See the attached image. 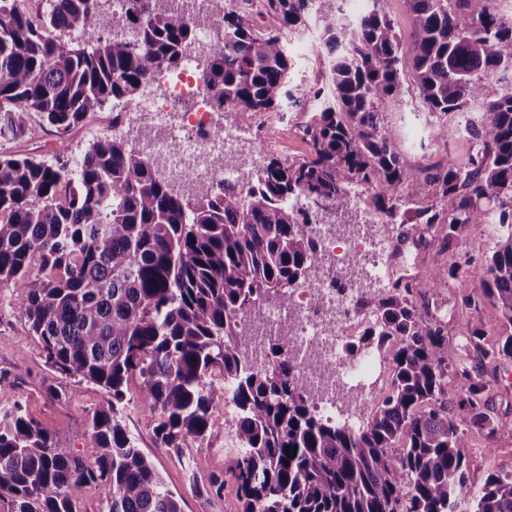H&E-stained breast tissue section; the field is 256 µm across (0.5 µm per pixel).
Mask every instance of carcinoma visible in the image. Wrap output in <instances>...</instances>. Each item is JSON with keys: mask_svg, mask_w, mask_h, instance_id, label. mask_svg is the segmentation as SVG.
Segmentation results:
<instances>
[{"mask_svg": "<svg viewBox=\"0 0 512 512\" xmlns=\"http://www.w3.org/2000/svg\"><path fill=\"white\" fill-rule=\"evenodd\" d=\"M28 0H0V286L17 290L29 337L57 373L109 394L79 436L96 449L70 454L18 401L0 402V502L7 512H73L67 491L93 489L105 512H182L125 423L126 390L154 424L161 448L209 443L231 385L225 420L235 453L239 512H512V475L473 487L463 427L512 436L493 414L483 367L512 358V81L494 97L496 74H512V16L498 0H407L414 16L410 58L401 52L388 0L357 16L343 0H265L278 26L256 30L249 13L211 0L217 46L201 77L215 112H277L310 88H289L286 34L314 16L326 57L321 103L306 128L308 157L270 158L244 189L224 182L194 197L173 191L130 139L100 136L68 151L88 116L140 97L156 75L176 70L197 42L189 6L120 0L121 19L96 0H46L33 19ZM436 117L448 140L467 116V158L448 154L409 173L386 110L407 99ZM39 122H33V117ZM48 129L63 151L46 157L16 147ZM376 185L385 224H407L420 242L434 231L456 252L474 224L497 218L482 293L460 294L477 313L495 300L511 332L487 345L485 325L466 319L474 362L448 341L414 286L393 284L356 305L373 317L362 341L391 348L390 389L357 427L312 409L293 358V321L256 345L269 302L317 270L320 242L294 205L349 210L351 187ZM38 271H33L34 265ZM462 264L436 260L424 277L446 288ZM457 388L448 391V375ZM401 448L400 469L388 450ZM297 449L287 454V448ZM224 493V473L202 484Z\"/></svg>", "mask_w": 512, "mask_h": 512, "instance_id": "cac0c4a2", "label": "carcinoma"}]
</instances>
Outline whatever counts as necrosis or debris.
<instances>
[{"label":"necrosis or debris","mask_w":512,"mask_h":512,"mask_svg":"<svg viewBox=\"0 0 512 512\" xmlns=\"http://www.w3.org/2000/svg\"><path fill=\"white\" fill-rule=\"evenodd\" d=\"M166 84L161 99L127 105L125 129L139 124L154 126L158 135L143 143L150 158L162 159L172 180L199 190L227 181L239 183L236 160L242 159L241 140L231 128L207 138L198 131L209 123L211 107L195 57H187L175 71L160 74ZM224 159L216 168L213 157ZM321 249L319 273L309 283L294 287L289 305L269 308L267 323L277 329L286 321L294 323L293 349L299 359L317 356L321 373L310 376L320 412L335 413L341 400L361 396L363 403L375 402L388 390L384 351L367 350L348 359L344 347L350 336L370 319L359 311L354 296L368 281L379 278L410 280L412 267L393 242L374 251L361 234H344L339 225L317 224ZM343 274L344 291H337L335 274Z\"/></svg>","instance_id":"obj_1"}]
</instances>
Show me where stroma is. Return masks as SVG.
Segmentation results:
<instances>
[{
    "label": "stroma",
    "mask_w": 512,
    "mask_h": 512,
    "mask_svg": "<svg viewBox=\"0 0 512 512\" xmlns=\"http://www.w3.org/2000/svg\"><path fill=\"white\" fill-rule=\"evenodd\" d=\"M288 52L294 61L292 84L310 85L321 81L322 57L307 30L289 34ZM212 120L222 126L240 127L248 147L252 146L257 129L270 128L272 138L259 153L263 159L274 156L299 161L310 152L308 143L296 133L294 126L281 124L275 112L216 113ZM387 120L410 173H418L420 167L448 154L460 160L468 154L469 142L464 136L446 141L434 139L431 119L419 107H392ZM491 235L490 226L477 224L470 226L458 241L456 258L465 264V285L469 291L481 290ZM14 296V289L0 287V400L20 401L30 417L53 431L61 447L91 457L92 449L76 440L74 434L87 426L92 412L105 403L108 396L91 384L55 374L46 365L38 343L27 336V325L17 310ZM433 298L444 305L438 320L446 328L449 342L463 345L464 314L456 299L455 286L423 289L422 301ZM126 425L164 481L181 495L183 512H238L237 486L228 473L232 455L224 445L223 418L215 419L209 445L190 449L185 457L159 447L152 423L136 409L128 410ZM466 440L472 484L482 485L486 475L494 470L512 474V436L490 441L483 434L470 430ZM219 471L225 474L223 497L209 498L200 494L193 484L194 478L203 479Z\"/></svg>",
    "instance_id": "stroma-1"
}]
</instances>
